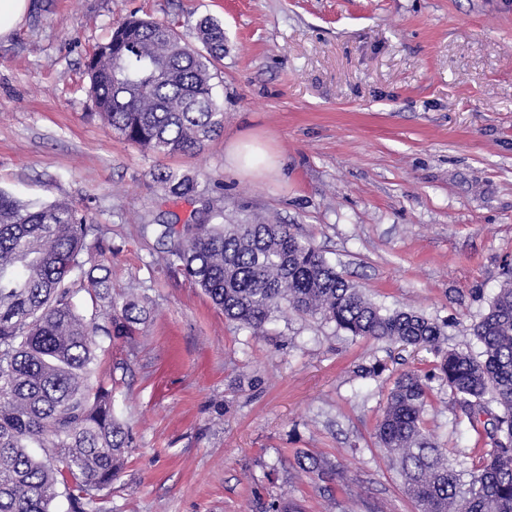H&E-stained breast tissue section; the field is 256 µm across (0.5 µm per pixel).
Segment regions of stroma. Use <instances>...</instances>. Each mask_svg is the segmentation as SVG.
I'll return each mask as SVG.
<instances>
[{
	"label": "stroma",
	"instance_id": "stroma-1",
	"mask_svg": "<svg viewBox=\"0 0 512 512\" xmlns=\"http://www.w3.org/2000/svg\"><path fill=\"white\" fill-rule=\"evenodd\" d=\"M0 40V191L65 201L108 230L116 291L147 296L117 415L134 435L106 512H419L376 423L394 372L429 374L433 354L400 352L376 379L359 366L385 342L282 309L256 336L181 275L144 224L177 215L291 225L374 303L443 326L447 350L479 353L470 326L512 265V0H29ZM224 26L216 94L224 129L203 150L156 156L95 112L85 62L121 19ZM256 140L281 173L248 176L230 147ZM193 176L176 199L152 173ZM427 433L456 470L474 453L446 386L431 378ZM343 477L334 500L297 458Z\"/></svg>",
	"mask_w": 512,
	"mask_h": 512
}]
</instances>
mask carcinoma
Here are the masks:
<instances>
[{"instance_id": "cac0c4a2", "label": "carcinoma", "mask_w": 512, "mask_h": 512, "mask_svg": "<svg viewBox=\"0 0 512 512\" xmlns=\"http://www.w3.org/2000/svg\"><path fill=\"white\" fill-rule=\"evenodd\" d=\"M197 43L172 25L129 16L87 63L90 91L113 133L158 156L199 151L224 128L214 92L224 58V27L205 16ZM156 182L188 198L195 180L160 169ZM154 232L165 267L201 288L224 316L256 334L286 305L353 337L424 348L439 361L435 377L448 387L474 434L478 465L469 483L448 463L446 449L424 432L430 387L401 373L377 425L380 447L398 455L408 494L421 512H512V278L472 326L478 355L444 351L442 327L411 310L376 305L286 224L248 219L224 223L164 221ZM112 252L101 226L65 201L23 203L0 193V512H51L65 496L67 512H102L133 434L113 409L120 380L97 371L95 340L128 339L149 309L147 299L112 291ZM80 285L110 324L94 325L74 303ZM43 455L30 453L32 445ZM321 489L342 478L314 454L298 460Z\"/></svg>"}]
</instances>
